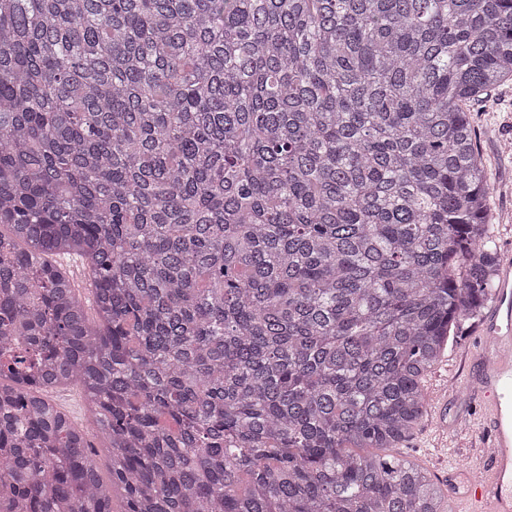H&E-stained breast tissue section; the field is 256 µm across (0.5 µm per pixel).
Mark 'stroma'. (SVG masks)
I'll list each match as a JSON object with an SVG mask.
<instances>
[{
    "instance_id": "35a3bbf8",
    "label": "stroma",
    "mask_w": 512,
    "mask_h": 512,
    "mask_svg": "<svg viewBox=\"0 0 512 512\" xmlns=\"http://www.w3.org/2000/svg\"><path fill=\"white\" fill-rule=\"evenodd\" d=\"M471 111L491 188L490 220L499 255L505 258L512 255V81ZM482 327L478 316L451 330L441 362L425 381L427 414L414 435L392 451L417 460L443 488L449 464L469 471L483 460L488 435L479 423L482 400L471 385Z\"/></svg>"
}]
</instances>
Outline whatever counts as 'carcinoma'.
<instances>
[{
  "label": "carcinoma",
  "instance_id": "1",
  "mask_svg": "<svg viewBox=\"0 0 512 512\" xmlns=\"http://www.w3.org/2000/svg\"><path fill=\"white\" fill-rule=\"evenodd\" d=\"M511 80L512 0H0V498L445 512L349 449L493 298L466 106ZM69 391L65 392L60 398L61 404L74 414L75 421L78 422L88 433L89 441L94 445L98 451L96 457L100 473L105 481L111 478L112 460L111 456L102 450V445L97 437L96 427L92 419L88 418L84 413L83 400L81 389L78 385H72L68 388Z\"/></svg>",
  "mask_w": 512,
  "mask_h": 512
}]
</instances>
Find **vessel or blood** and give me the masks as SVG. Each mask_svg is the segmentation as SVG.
<instances>
[{
	"mask_svg": "<svg viewBox=\"0 0 512 512\" xmlns=\"http://www.w3.org/2000/svg\"><path fill=\"white\" fill-rule=\"evenodd\" d=\"M474 360L491 450L480 484L459 497L456 512H512V257L503 264Z\"/></svg>",
	"mask_w": 512,
	"mask_h": 512,
	"instance_id": "b4317fda",
	"label": "vessel or blood"
}]
</instances>
